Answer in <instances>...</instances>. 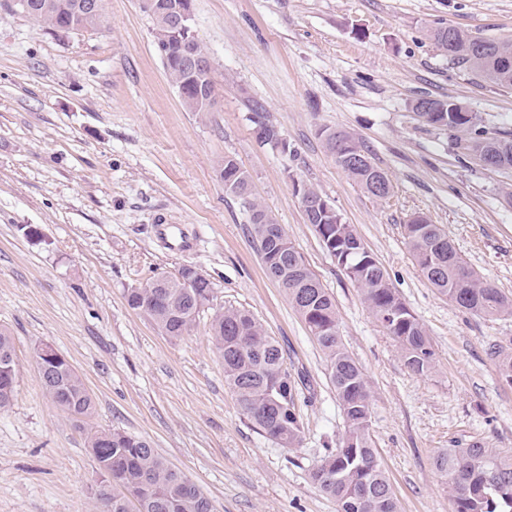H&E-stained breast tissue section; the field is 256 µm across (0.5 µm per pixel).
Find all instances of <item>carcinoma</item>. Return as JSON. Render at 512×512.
I'll return each mask as SVG.
<instances>
[{
	"mask_svg": "<svg viewBox=\"0 0 512 512\" xmlns=\"http://www.w3.org/2000/svg\"><path fill=\"white\" fill-rule=\"evenodd\" d=\"M28 13L56 32L77 20L79 0H30ZM155 47L170 82L185 89L182 104L198 114L212 111L209 98L216 94L213 74L194 73L183 65L182 42L161 11L152 16ZM438 51L448 41L456 42L449 62L484 81L512 87V71L500 74L496 64L512 43L482 37L463 30L451 34L445 26L427 30ZM443 112H422L428 125L460 133L469 148L486 150L512 165V135L489 136L479 130V117L463 112L459 103L444 101ZM320 137L336 165L367 195L389 197L393 185L368 149L351 133L322 128ZM217 174L224 191L237 199L252 225V239L267 274L289 285L288 301L310 336L326 357L328 377L336 391L344 420L339 446L312 469L311 480L336 500L338 512H399L390 483L372 448L370 424L372 396L358 363L344 348L336 305L326 288L308 267L283 227L252 192V179L238 162L226 156L217 161ZM324 249L360 289L375 319L398 344L406 367L426 375L435 366V352L419 319L391 287L386 270L364 246L354 228L339 213L304 209ZM405 239L414 261L427 282L448 301L477 315H512V294L468 267L441 224L424 215L411 217L404 225ZM192 265L180 275L162 276L144 286L130 288L127 305L148 318L164 335L178 339L187 335L201 310L214 299L209 278L193 281ZM211 336L224 364V382L233 391L243 415L282 448H296L302 440L303 423L296 411L298 382L285 366L278 342L247 310L226 306L211 321ZM500 376L512 384V353L494 347ZM45 394L63 409L90 418L95 401L80 375L64 358L46 376L40 377ZM17 377L9 384L0 376V410L15 398ZM86 442L96 465L92 487L93 512H214L211 502L184 473L170 467L155 453L149 441L119 429L86 430ZM435 468L446 478L455 512H512V457L502 456L481 442L466 448H443L434 456Z\"/></svg>",
	"mask_w": 512,
	"mask_h": 512,
	"instance_id": "obj_1",
	"label": "carcinoma"
}]
</instances>
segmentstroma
<instances>
[{"mask_svg":"<svg viewBox=\"0 0 512 512\" xmlns=\"http://www.w3.org/2000/svg\"><path fill=\"white\" fill-rule=\"evenodd\" d=\"M95 31L51 34L0 0V328L13 338L16 396L0 411V512H90L95 462L85 428L151 442L215 512H337L309 477L344 432L326 361L251 238L215 164L249 171L336 303L340 335L372 390V445L400 512H454L433 457L479 441L512 455V385L492 346L512 352V317L457 308L431 288L404 238L414 215L443 225L468 266L512 294V170L476 163L447 128L412 109L423 95L512 132V89L451 65L427 39L443 25L512 36V0H193V30L219 89L206 116L185 111L140 0H104ZM288 144L263 143L256 113ZM354 133L394 186L377 200L318 131ZM316 186L354 226L425 325L434 370L412 373L362 294L305 221L294 184ZM177 224L194 248L158 239ZM189 264L215 288L189 335L164 336L130 309L127 288ZM249 310L300 383L299 447L242 415L209 324ZM61 354L96 404L84 422L46 396L38 346Z\"/></svg>","mask_w":512,"mask_h":512,"instance_id":"1","label":"stroma"}]
</instances>
